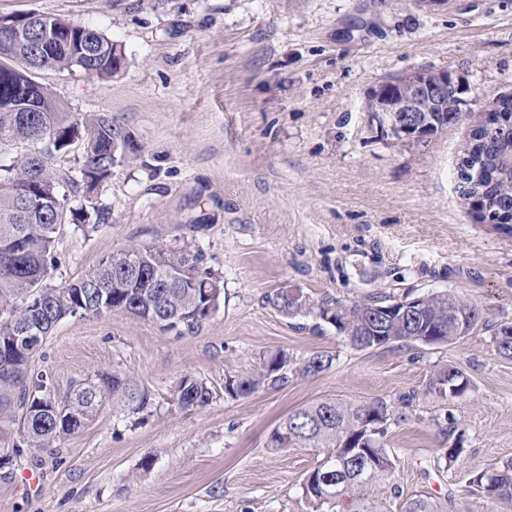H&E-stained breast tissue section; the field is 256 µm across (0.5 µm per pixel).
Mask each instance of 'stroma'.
<instances>
[{"mask_svg":"<svg viewBox=\"0 0 512 512\" xmlns=\"http://www.w3.org/2000/svg\"><path fill=\"white\" fill-rule=\"evenodd\" d=\"M38 12L96 29L121 45L114 77L41 72L72 113L105 112L140 143L93 191L72 186L82 151L53 156L70 206L49 284L89 274L134 242L194 243L224 279L218 310L176 334L129 315L63 320L31 360L58 393L119 368L152 397L143 413L104 404L55 451L24 450L0 479V512H308L300 483L312 448H268L290 412L327 399L398 404L412 417L387 445L405 494L436 512H512L467 481L512 460V359L478 330L455 342L359 349L314 316L266 306L287 287L311 301L375 293L454 292L486 319L512 322V233L472 220L456 164L486 105L512 95V0H0V13ZM448 72L471 110L427 142L382 135L365 103L412 71ZM284 351L332 355L314 376L229 397L227 378ZM469 379L461 397L427 392L434 369ZM210 388L181 410L174 382ZM463 432L439 465L441 429Z\"/></svg>","mask_w":512,"mask_h":512,"instance_id":"stroma-1","label":"stroma"}]
</instances>
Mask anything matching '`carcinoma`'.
Returning <instances> with one entry per match:
<instances>
[{"instance_id": "1", "label": "carcinoma", "mask_w": 512, "mask_h": 512, "mask_svg": "<svg viewBox=\"0 0 512 512\" xmlns=\"http://www.w3.org/2000/svg\"><path fill=\"white\" fill-rule=\"evenodd\" d=\"M25 21L33 29L50 30L56 40H38L10 46L7 66H0V145L24 144L29 149L8 165L0 164V408L12 412L23 443L45 449L92 422L106 402L129 414L151 406L148 391L127 373L103 372L59 395L42 375L29 378L30 361L63 319L74 316L78 304L86 316L122 313L149 320L165 331L197 328L214 313L224 295L221 277L206 267L203 252L178 239L172 242L134 243L101 259L84 277L61 286L47 283L55 265L54 244L64 228L59 222L87 218L81 209L68 206L60 192L62 176L51 167V152H66L67 140L77 137L88 147L79 170L84 185L96 186L112 176V168L140 151L132 134L106 113L74 114L64 111L50 90L28 79V72L91 71L104 78L118 74L125 53L103 33L60 17L27 13L0 14V47L7 25ZM462 91H451L441 101L423 97L422 114L429 117L435 136L463 122ZM404 103L403 95L383 98L372 94L367 111L379 116ZM500 125L470 132L461 150L457 169L471 171L473 187L484 198L485 208L470 211L476 223L512 224V97L488 105ZM265 302L286 317L314 314L333 325L354 347L390 345H442L458 340L457 322L474 332L489 328L484 312L472 302L450 293L405 296L399 300L368 295L352 301L325 297L313 306L281 288ZM492 342L503 358L512 359V325L492 330ZM330 355L318 352L302 361L277 351L260 359L252 372L225 381L224 391L244 398L261 389L326 370ZM460 397L469 388L460 371L439 367L430 375L427 390L441 397ZM211 391L202 380L185 375L173 386L172 402L180 409L207 404ZM411 418L382 398L368 403L323 401L288 414L270 433L268 446L278 451L321 448L323 457L306 472L300 484L309 512H435L427 498H403L394 483L395 464L387 449L389 427ZM450 442L443 459L455 457L461 434L455 425L441 429ZM469 485L487 498L512 502V460L484 469ZM389 492L386 501L378 493Z\"/></svg>"}]
</instances>
